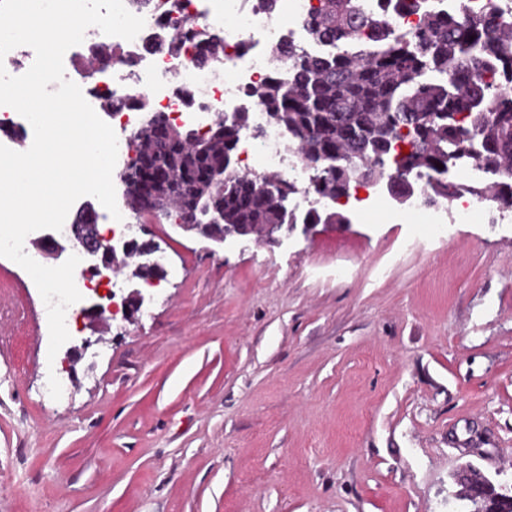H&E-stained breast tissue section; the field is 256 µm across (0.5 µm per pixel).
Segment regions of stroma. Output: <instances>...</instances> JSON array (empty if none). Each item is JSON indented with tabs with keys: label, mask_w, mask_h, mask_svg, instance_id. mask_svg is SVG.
Returning a JSON list of instances; mask_svg holds the SVG:
<instances>
[{
	"label": "stroma",
	"mask_w": 512,
	"mask_h": 512,
	"mask_svg": "<svg viewBox=\"0 0 512 512\" xmlns=\"http://www.w3.org/2000/svg\"><path fill=\"white\" fill-rule=\"evenodd\" d=\"M344 214L279 244L151 221L159 289L53 357L0 257V512H459L461 465L511 482L512 221Z\"/></svg>",
	"instance_id": "stroma-1"
}]
</instances>
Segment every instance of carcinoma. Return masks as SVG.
Segmentation results:
<instances>
[{
    "instance_id": "carcinoma-1",
    "label": "carcinoma",
    "mask_w": 512,
    "mask_h": 512,
    "mask_svg": "<svg viewBox=\"0 0 512 512\" xmlns=\"http://www.w3.org/2000/svg\"><path fill=\"white\" fill-rule=\"evenodd\" d=\"M305 26L328 51L279 46L288 77L264 79L252 95L298 140L322 195L385 180L394 196L406 199L424 179L446 201L458 192L444 178L448 164L477 142L500 181L465 189L502 213L512 210V29L496 31L494 20L464 2L446 16L428 12L402 33L397 14L370 10L365 0H319ZM245 121L243 114L219 120V137L198 138L182 128L187 140L179 148L161 143L155 152V161L186 187L200 168L224 167V190L210 199L224 207V224L215 228L221 234L227 224L288 223L294 186L248 177L235 165ZM139 192L136 182L125 181L126 205L138 215L149 212Z\"/></svg>"
}]
</instances>
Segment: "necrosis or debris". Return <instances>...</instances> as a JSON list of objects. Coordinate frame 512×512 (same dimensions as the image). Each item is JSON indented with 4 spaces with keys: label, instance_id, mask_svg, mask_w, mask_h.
Listing matches in <instances>:
<instances>
[{
    "label": "necrosis or debris",
    "instance_id": "1",
    "mask_svg": "<svg viewBox=\"0 0 512 512\" xmlns=\"http://www.w3.org/2000/svg\"><path fill=\"white\" fill-rule=\"evenodd\" d=\"M318 0H281L279 13L260 7L259 0H180L178 12L159 8L144 12L145 26L134 40L108 36L100 29L88 28L81 46L70 48L64 56L66 79L78 84L87 102L108 123L118 138V158L113 171L114 185H121V174L130 152V136L145 118L146 109L163 113L172 123L189 125L198 133H207L216 114L227 116L245 113L247 122L237 132L235 162L242 174L275 176L293 184L296 192L291 210L298 220H305L323 209L327 201L312 185V166L306 156L291 146L292 135L275 123L267 110L255 101L250 91L254 84L272 76H287V60L277 58L275 48L283 43L307 47L304 19ZM190 31L179 51L156 52L151 45L162 37ZM223 39L218 62L197 65L203 50H210L212 34ZM104 46L115 50V62H96L95 72H88L79 59L81 48ZM114 95L126 100L119 112L103 109L105 97ZM448 179L460 185L456 207L443 213L428 204V187L413 191L405 210L424 216L430 224H457L469 221L479 207L473 195L464 192L467 184H491L493 177L478 156L472 153L450 164ZM74 281L82 295L81 302L71 305L65 315L67 330H74L82 317V301L97 298L99 306L110 308L112 301L97 297L104 287L101 275L80 262Z\"/></svg>",
    "mask_w": 512,
    "mask_h": 512
}]
</instances>
